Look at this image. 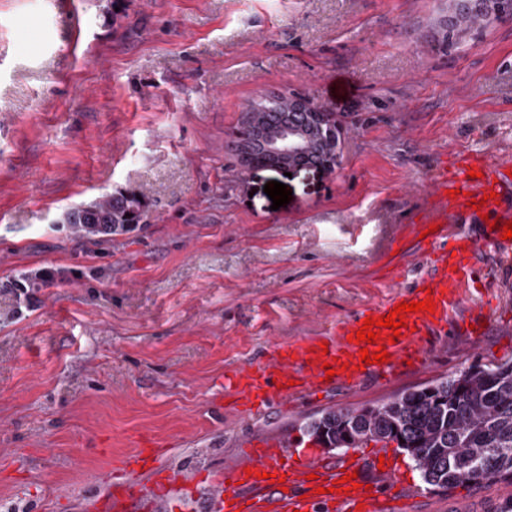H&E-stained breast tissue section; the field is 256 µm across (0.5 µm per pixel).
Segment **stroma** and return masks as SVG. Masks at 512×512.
I'll list each match as a JSON object with an SVG mask.
<instances>
[{
    "label": "stroma",
    "instance_id": "1",
    "mask_svg": "<svg viewBox=\"0 0 512 512\" xmlns=\"http://www.w3.org/2000/svg\"><path fill=\"white\" fill-rule=\"evenodd\" d=\"M448 0H0V512H90L144 441L185 512L254 443L369 461L302 432L475 362L512 359V250L484 249L422 368L245 416L226 375L390 298L377 271L444 159L512 158V19L444 45ZM276 92L334 115L340 164L284 175L228 144ZM286 184L272 209L267 183ZM116 189L148 207L124 235L60 223ZM64 279L18 311L5 281ZM493 305L483 325L469 315ZM406 512H476L512 480L426 485L399 449Z\"/></svg>",
    "mask_w": 512,
    "mask_h": 512
}]
</instances>
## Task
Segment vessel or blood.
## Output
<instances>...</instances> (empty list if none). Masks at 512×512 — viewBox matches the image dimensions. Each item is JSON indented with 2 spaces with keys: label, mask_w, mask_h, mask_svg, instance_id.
Segmentation results:
<instances>
[{
  "label": "vessel or blood",
  "mask_w": 512,
  "mask_h": 512,
  "mask_svg": "<svg viewBox=\"0 0 512 512\" xmlns=\"http://www.w3.org/2000/svg\"><path fill=\"white\" fill-rule=\"evenodd\" d=\"M483 201L482 211L471 207ZM500 221H512V161L474 153L471 162L441 169L430 183L424 206L410 222V236L401 238L397 252L419 253L427 262L425 273L407 290H399L382 303L372 304L337 327L328 339L314 336L278 347L271 358L233 372L225 387L236 406L257 413L271 401H287L302 392L327 389V370H335V382L353 384L374 374L390 377L420 367L424 360L421 336L448 324L462 301L485 244L502 242L501 229L480 238L470 230L481 213ZM433 296L435 314L412 313L395 343L386 344L387 363L360 365L361 342L354 335L364 319L381 317L399 303ZM155 457L139 452L125 463L132 481L116 484L95 505L96 512H134L147 494L138 474L151 471ZM356 473L360 488L347 494L331 493L333 481L344 473ZM208 512H403L395 487L368 481L357 463L317 458L296 459L269 443L256 444L249 464H226L209 488Z\"/></svg>",
  "instance_id": "obj_1"
}]
</instances>
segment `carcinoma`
<instances>
[{"instance_id":"cac0c4a2","label":"carcinoma","mask_w":512,"mask_h":512,"mask_svg":"<svg viewBox=\"0 0 512 512\" xmlns=\"http://www.w3.org/2000/svg\"><path fill=\"white\" fill-rule=\"evenodd\" d=\"M500 20L465 6L452 16L448 37L462 23L490 25ZM264 111L247 109L235 133L239 143H253L248 162L273 167L277 158L259 141L256 129H277L298 119L288 98ZM146 201L137 193L117 190L89 203L68 208L61 223L77 232L95 234L100 225L114 235L140 224ZM301 430L311 439L324 438L327 448L375 442L396 444L421 472L430 487L451 490L469 484L512 479V359L475 363L452 375L406 389L388 400L357 408L328 409L306 421Z\"/></svg>"}]
</instances>
